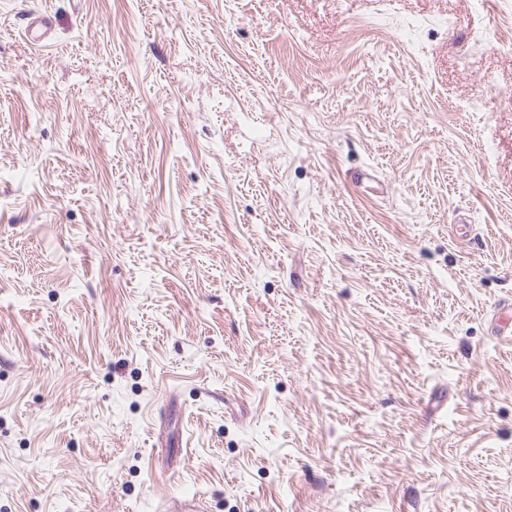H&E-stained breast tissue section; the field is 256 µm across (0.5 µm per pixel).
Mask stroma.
I'll use <instances>...</instances> for the list:
<instances>
[{
    "label": "stroma",
    "mask_w": 512,
    "mask_h": 512,
    "mask_svg": "<svg viewBox=\"0 0 512 512\" xmlns=\"http://www.w3.org/2000/svg\"><path fill=\"white\" fill-rule=\"evenodd\" d=\"M508 299L512 0H0V512H512ZM205 508V501L201 496L184 498L174 493L168 495L159 510L162 512H204Z\"/></svg>",
    "instance_id": "1"
}]
</instances>
